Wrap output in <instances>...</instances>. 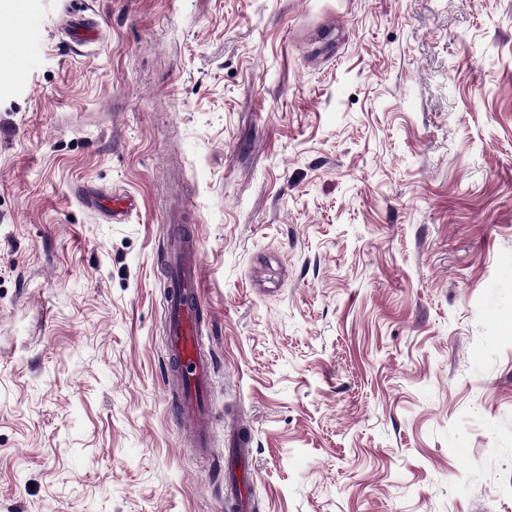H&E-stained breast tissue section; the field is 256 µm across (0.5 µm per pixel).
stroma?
<instances>
[{"instance_id":"stroma-1","label":"stroma","mask_w":512,"mask_h":512,"mask_svg":"<svg viewBox=\"0 0 512 512\" xmlns=\"http://www.w3.org/2000/svg\"><path fill=\"white\" fill-rule=\"evenodd\" d=\"M27 0L0 88V512H512V0ZM133 198L122 223L88 199ZM200 237L199 454L160 274ZM235 504L238 510H249V502L244 498L236 468L227 467L224 471V498Z\"/></svg>"}]
</instances>
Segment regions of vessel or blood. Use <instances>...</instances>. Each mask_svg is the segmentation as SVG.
<instances>
[{"instance_id":"vessel-or-blood-1","label":"vessel or blood","mask_w":512,"mask_h":512,"mask_svg":"<svg viewBox=\"0 0 512 512\" xmlns=\"http://www.w3.org/2000/svg\"><path fill=\"white\" fill-rule=\"evenodd\" d=\"M23 10H16L8 26L0 28V68L8 64L9 43L22 34ZM202 277L199 239L177 230L167 243L163 276L166 322V359L176 389L173 415L191 432V444L207 451L210 444L208 387L214 359L201 336L203 309L194 289ZM224 491L238 512H247L236 469L224 472Z\"/></svg>"}]
</instances>
